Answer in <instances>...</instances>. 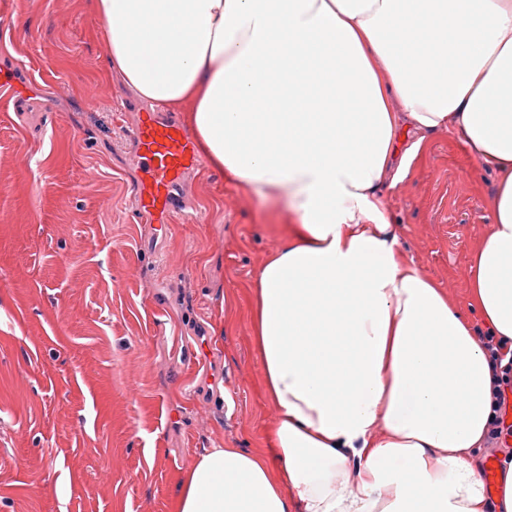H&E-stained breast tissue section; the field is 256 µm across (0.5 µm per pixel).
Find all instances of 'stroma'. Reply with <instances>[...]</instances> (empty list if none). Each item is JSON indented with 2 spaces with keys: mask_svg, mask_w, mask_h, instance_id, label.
Wrapping results in <instances>:
<instances>
[{
  "mask_svg": "<svg viewBox=\"0 0 512 512\" xmlns=\"http://www.w3.org/2000/svg\"><path fill=\"white\" fill-rule=\"evenodd\" d=\"M0 512H173L207 448L255 449L275 409L249 308L279 204L208 166L165 229L131 204L128 106L86 0H0ZM385 187L405 258L466 306L494 177L450 133Z\"/></svg>",
  "mask_w": 512,
  "mask_h": 512,
  "instance_id": "obj_1",
  "label": "stroma"
}]
</instances>
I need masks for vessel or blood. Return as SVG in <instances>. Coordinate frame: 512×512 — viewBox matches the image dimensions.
Masks as SVG:
<instances>
[{"label":"vessel or blood","instance_id":"1","mask_svg":"<svg viewBox=\"0 0 512 512\" xmlns=\"http://www.w3.org/2000/svg\"><path fill=\"white\" fill-rule=\"evenodd\" d=\"M133 141L137 176L132 194L138 218L164 225L187 207L184 180L199 166L192 137L164 114L142 111L137 124L120 129Z\"/></svg>","mask_w":512,"mask_h":512}]
</instances>
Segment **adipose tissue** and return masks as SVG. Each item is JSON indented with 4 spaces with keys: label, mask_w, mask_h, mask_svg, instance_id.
<instances>
[{
    "label": "adipose tissue",
    "mask_w": 512,
    "mask_h": 512,
    "mask_svg": "<svg viewBox=\"0 0 512 512\" xmlns=\"http://www.w3.org/2000/svg\"><path fill=\"white\" fill-rule=\"evenodd\" d=\"M90 4L125 85L288 217L253 284L269 446L206 449L174 512H512V457L493 501L478 460L512 366V0ZM448 131L495 175L464 311L381 192Z\"/></svg>",
    "instance_id": "obj_1"
}]
</instances>
